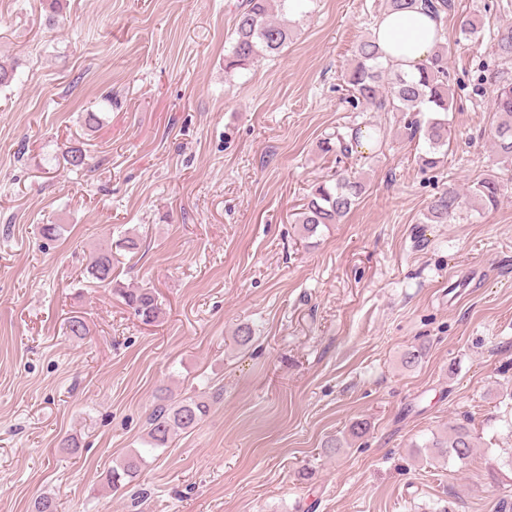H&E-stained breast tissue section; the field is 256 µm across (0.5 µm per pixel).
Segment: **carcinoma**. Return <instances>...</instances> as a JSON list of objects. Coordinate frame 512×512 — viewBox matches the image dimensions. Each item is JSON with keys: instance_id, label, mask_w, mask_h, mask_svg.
I'll return each mask as SVG.
<instances>
[{"instance_id": "obj_1", "label": "carcinoma", "mask_w": 512, "mask_h": 512, "mask_svg": "<svg viewBox=\"0 0 512 512\" xmlns=\"http://www.w3.org/2000/svg\"><path fill=\"white\" fill-rule=\"evenodd\" d=\"M421 6L434 17L451 7V0H386V11H399ZM293 10L292 0H246L234 18V41L224 58V71L231 75L261 60L277 54L288 45L292 30L288 12ZM492 51L501 60L512 62V27L497 32ZM357 52L359 61L348 76V91L356 100H363L383 112H409L414 118L408 122L409 138L423 134L428 149L421 157L424 168L433 169L441 163L448 146V50L439 47L429 63L416 73H407L390 62L382 61V51L375 37L361 41ZM495 125L493 139L497 153L504 161H512V81L498 85L494 96ZM428 112L430 117L421 121L417 115ZM64 162L74 169L86 165L87 155L79 147L62 152ZM363 190L358 177L346 172L336 174L334 181L318 184L309 195L295 223L302 226L307 236L316 234L326 224H339L349 213ZM502 191V181L488 174L476 179L467 198L450 186L428 205L426 219L430 224H445L453 218L463 203L488 210L497 206ZM137 239L125 236L118 243L100 246L86 268L87 276L102 288L112 287L114 271L119 260L113 251L117 247L127 252L137 249ZM116 292L134 316L145 324L159 321L163 315L162 301L156 289L150 287L118 288ZM209 411V404L201 395L174 399L160 392L149 417L147 443L151 449L167 447L173 437L194 430ZM431 448L439 456L463 461L467 459L474 443L468 426L456 422L448 426L444 437H436ZM145 463L143 456L134 453L126 456L112 469L108 483L116 488L123 482H132Z\"/></svg>"}]
</instances>
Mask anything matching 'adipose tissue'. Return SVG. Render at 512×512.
I'll use <instances>...</instances> for the list:
<instances>
[{"label": "adipose tissue", "mask_w": 512, "mask_h": 512, "mask_svg": "<svg viewBox=\"0 0 512 512\" xmlns=\"http://www.w3.org/2000/svg\"><path fill=\"white\" fill-rule=\"evenodd\" d=\"M440 31L439 21L416 8L384 15L374 34L385 58L412 72L432 55Z\"/></svg>", "instance_id": "1"}]
</instances>
